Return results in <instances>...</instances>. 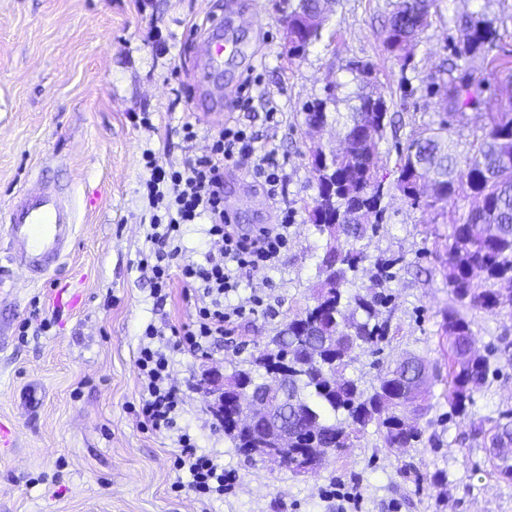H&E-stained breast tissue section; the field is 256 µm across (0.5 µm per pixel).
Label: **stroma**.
<instances>
[{
    "label": "stroma",
    "mask_w": 512,
    "mask_h": 512,
    "mask_svg": "<svg viewBox=\"0 0 512 512\" xmlns=\"http://www.w3.org/2000/svg\"><path fill=\"white\" fill-rule=\"evenodd\" d=\"M277 0H243L240 40L257 41L252 61L224 58L204 69L201 36L223 16L226 0H0V210L20 191L49 183L76 199V238L57 269L42 279L7 264V226L0 221V268L12 286L0 294V512H338L331 487L359 492L357 512H512V481L489 463L485 432L512 413V307L490 313L462 308L475 349L489 359L485 385L449 416V342L443 315L456 306L442 266L446 245L470 203L414 206L396 187L398 143L419 133L439 111L427 86L454 47L457 16L482 13L498 28L496 56L476 55L468 67L488 83L481 103L450 120L468 143L488 113L512 106V86L497 56L512 61V0H445L421 36L408 68L384 50L382 25L393 0H332L331 21L305 56L289 59ZM374 67L371 89L400 117L397 132L378 143L389 194L387 219L358 246L368 259L357 287L369 286L372 258L403 262L386 284L391 333L380 358L422 359L429 378L420 421L421 444L388 450L368 432L356 447L330 455L315 473L295 475L250 464L214 425L201 374L231 372L249 360L283 324L311 305L323 237L309 221L315 180L303 106L335 82L336 111L349 112L362 82L349 60ZM252 79L254 108L237 110L226 85ZM414 94L401 102L402 86ZM276 103V122L266 102ZM151 117L145 128L142 117ZM195 123L196 139L183 137ZM255 136L257 152L275 151L282 182L277 203L239 170L224 174V207L249 229L273 223L281 208L295 213L279 266L246 272L234 304L254 293L267 307L245 315L234 336L202 359L172 353L171 379L183 398L181 426L199 451L217 456L236 476L224 498L208 505L172 493L174 442L143 431L135 360L147 325L189 322L196 299L181 281L157 302L138 265L149 221L141 199L142 153L181 166L206 153L228 124ZM55 316L51 330L23 333L34 309Z\"/></svg>",
    "instance_id": "stroma-1"
}]
</instances>
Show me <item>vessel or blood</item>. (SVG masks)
Listing matches in <instances>:
<instances>
[{
    "instance_id": "1",
    "label": "vessel or blood",
    "mask_w": 512,
    "mask_h": 512,
    "mask_svg": "<svg viewBox=\"0 0 512 512\" xmlns=\"http://www.w3.org/2000/svg\"><path fill=\"white\" fill-rule=\"evenodd\" d=\"M246 56L247 46L216 41L206 35L201 54L217 64L224 54ZM8 224L7 260L36 274L50 273L62 260L75 236V211L56 188L44 185L18 193L4 215Z\"/></svg>"
}]
</instances>
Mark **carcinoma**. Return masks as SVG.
Instances as JSON below:
<instances>
[{"label": "carcinoma", "mask_w": 512, "mask_h": 512, "mask_svg": "<svg viewBox=\"0 0 512 512\" xmlns=\"http://www.w3.org/2000/svg\"><path fill=\"white\" fill-rule=\"evenodd\" d=\"M441 0H395L384 21L385 51L401 64L410 65L420 36L438 14ZM288 18L298 40L288 49L293 59L305 54L321 39L328 18L321 16L319 0H288ZM463 46L454 48L453 59L442 69L440 84L448 91V109L460 114L474 105L484 91V80L467 68L466 59L488 54L496 48L495 20H464ZM336 102L333 89L323 99L311 102L306 112L331 123L340 113L329 110ZM372 123L376 136L368 143L360 135V124ZM392 122L384 101H374L371 93L360 92L343 126L351 129L347 152L338 157H320L314 168L316 195L309 219L319 234L327 236L326 248L317 264L318 284L313 305L306 307L273 337L275 349H260L248 366L236 367L229 378L246 385L261 386L266 376L282 367L280 356L288 357V418L295 432L293 452L304 457L311 472H316V449L333 448L342 452L364 437L369 426H376L385 446L391 450L410 448L421 441L418 419L422 409H414L412 423L405 420L403 405L397 401L402 388L394 376L411 379L424 370L419 362L398 361L378 367L377 384L366 389L346 375L350 350L372 348L389 336V319L384 316L391 297L383 285L393 278L391 269L398 257L379 256L374 261L375 288L366 294L351 292L356 272L367 256L355 247L367 231L377 232L385 223L386 190L377 178V145ZM495 155L512 160V112H492L466 154L457 151L448 126V113H438V121L399 150L398 189L411 204L420 203L414 193L418 180L431 183L436 207L464 194L475 206L463 221L453 225L448 244L449 260L444 276L458 303L463 307L494 312L512 306V290L504 295L474 284L473 273L483 272L488 281L512 284V166L492 179L482 167ZM458 330L450 339L448 361V405L450 414L465 411L466 401L487 381L488 359L479 354L465 356L472 340L470 323L452 308L443 316L442 330ZM336 336V348L326 351L317 364L308 353L321 346L315 332ZM231 415H224V435L245 461H260L256 452L263 429L235 431Z\"/></svg>", "instance_id": "cac0c4a2"}]
</instances>
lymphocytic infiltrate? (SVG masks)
<instances>
[{"label": "lymphocytic infiltrate", "mask_w": 512, "mask_h": 512, "mask_svg": "<svg viewBox=\"0 0 512 512\" xmlns=\"http://www.w3.org/2000/svg\"><path fill=\"white\" fill-rule=\"evenodd\" d=\"M148 207L151 212L146 239L149 253L141 258L151 272L152 293L166 300L173 279L195 289L199 302L190 324L175 331L173 342H165L162 330L147 326L136 359L140 382L138 415L145 429L174 435L177 453L174 467L187 474V481L175 482L178 492L191 493L199 503L223 497L235 480L225 472L223 463L213 455L199 452L194 437L183 430L178 420L183 394L170 378V350L192 357L208 355L212 345L233 335L245 312H257L264 306L254 295L247 305L228 306L224 300L236 292L244 271L274 267L288 247V230L293 222L288 213H280L274 224H264L251 232H242L224 211V173L238 167L250 173L270 199L279 193V165L273 153L256 155L254 139L244 130L224 127L214 136L209 151L183 167H159L152 150L143 153ZM207 220L209 236L218 238L222 247L207 254L204 262L181 261L183 228Z\"/></svg>", "instance_id": "lymphocytic-infiltrate-1"}]
</instances>
